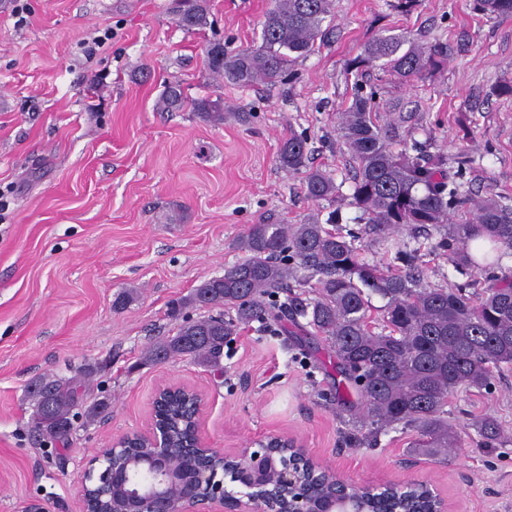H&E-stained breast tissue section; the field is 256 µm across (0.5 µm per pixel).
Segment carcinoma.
Listing matches in <instances>:
<instances>
[{
	"label": "carcinoma",
	"mask_w": 512,
	"mask_h": 512,
	"mask_svg": "<svg viewBox=\"0 0 512 512\" xmlns=\"http://www.w3.org/2000/svg\"><path fill=\"white\" fill-rule=\"evenodd\" d=\"M333 0H272L255 50L229 51L221 40L206 47L208 68L224 81L241 87L259 81L277 82L288 66L310 54L322 35V24L332 16ZM475 13L488 18L512 17V0H473ZM186 30L211 25L209 0H182L173 6ZM448 47L407 42L400 35H380L369 41L354 62L356 68H380L399 81L422 80L446 62ZM160 105L167 111L190 108L202 119L224 121V106L209 98L189 99L178 84L165 87ZM340 132L354 163L350 205L371 233L385 237L401 227L439 228L448 224V211L463 203L462 167H453L448 155L407 145L399 125L380 126L368 99L356 97L341 113ZM309 148L299 134L288 136L278 152L281 168L297 172L306 167ZM306 195L315 201L338 197L333 177L315 170L305 182ZM356 236L329 229L317 219L303 224H251L239 241L248 257L224 275L201 283L180 302L182 307L224 309L235 317L223 323L215 317L186 320L173 336L152 343L143 354L147 362L189 356L210 368L224 356V342L236 324H276L286 319L313 336H322L336 354V390L354 389L361 426L381 431L402 426L416 433L413 448L437 457L457 443L448 426L445 407L460 389L481 388L491 369L512 365V277L496 272L494 255L512 251V203L490 195L478 205L475 221L449 224L437 247L446 252L456 270L479 268L486 288L430 285L415 252L399 251L390 268L360 258ZM317 278L313 296L277 294L289 289L296 269ZM373 295L384 300L383 328H371ZM84 380L80 377L48 381L35 394L34 426L42 430L51 416L62 425L82 406ZM189 420L185 398L167 400L159 423L179 446ZM477 430L485 442L498 439L500 427L488 417ZM331 496V485L320 484L311 493L313 512ZM397 504L410 512H429L431 493L411 486L397 493L385 491L368 498L371 512H386Z\"/></svg>",
	"instance_id": "1"
}]
</instances>
